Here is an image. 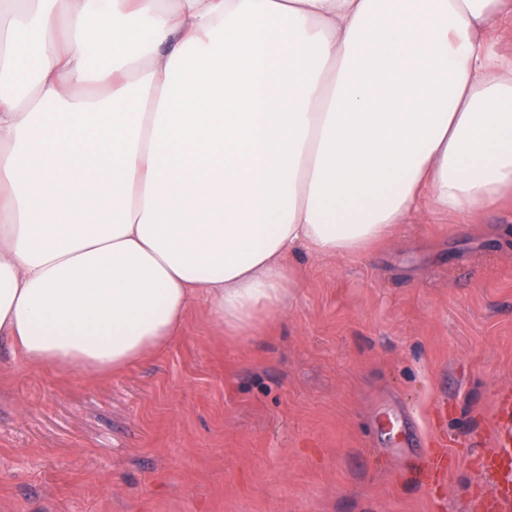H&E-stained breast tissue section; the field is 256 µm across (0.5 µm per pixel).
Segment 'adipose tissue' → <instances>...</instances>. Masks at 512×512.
Instances as JSON below:
<instances>
[{"label": "adipose tissue", "instance_id": "1", "mask_svg": "<svg viewBox=\"0 0 512 512\" xmlns=\"http://www.w3.org/2000/svg\"><path fill=\"white\" fill-rule=\"evenodd\" d=\"M512 0H0V337L116 373L192 297L246 329L290 257L512 191ZM489 43L494 53L512 60V18H500L490 27Z\"/></svg>", "mask_w": 512, "mask_h": 512}]
</instances>
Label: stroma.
Here are the masks:
<instances>
[{
	"label": "stroma",
	"instance_id": "1",
	"mask_svg": "<svg viewBox=\"0 0 512 512\" xmlns=\"http://www.w3.org/2000/svg\"><path fill=\"white\" fill-rule=\"evenodd\" d=\"M292 263L279 312L234 335L194 299L115 374L0 338V512H473L512 391V193Z\"/></svg>",
	"mask_w": 512,
	"mask_h": 512
}]
</instances>
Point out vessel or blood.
<instances>
[{
    "mask_svg": "<svg viewBox=\"0 0 512 512\" xmlns=\"http://www.w3.org/2000/svg\"><path fill=\"white\" fill-rule=\"evenodd\" d=\"M500 426L493 452L483 455L481 468L497 478L489 497L482 505L483 512H512V400L502 399L496 405Z\"/></svg>",
    "mask_w": 512,
    "mask_h": 512,
    "instance_id": "1",
    "label": "vessel or blood"
}]
</instances>
